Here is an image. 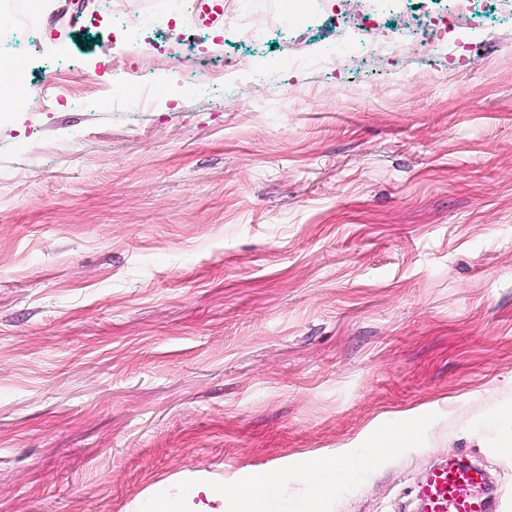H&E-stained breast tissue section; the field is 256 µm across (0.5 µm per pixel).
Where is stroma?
Returning <instances> with one entry per match:
<instances>
[{
  "mask_svg": "<svg viewBox=\"0 0 512 512\" xmlns=\"http://www.w3.org/2000/svg\"><path fill=\"white\" fill-rule=\"evenodd\" d=\"M165 2L48 0L22 80L109 84L140 56L111 8ZM238 4L158 28L147 108L0 112V512H233L206 489L272 470V512H417L451 458L512 512V21L476 0L459 64L312 61L284 100L230 67L226 105L187 78L240 55ZM334 456L322 497L298 473Z\"/></svg>",
  "mask_w": 512,
  "mask_h": 512,
  "instance_id": "35a3bbf8",
  "label": "stroma"
}]
</instances>
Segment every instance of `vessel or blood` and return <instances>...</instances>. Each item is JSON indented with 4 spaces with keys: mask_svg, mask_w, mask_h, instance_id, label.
Instances as JSON below:
<instances>
[{
    "mask_svg": "<svg viewBox=\"0 0 512 512\" xmlns=\"http://www.w3.org/2000/svg\"><path fill=\"white\" fill-rule=\"evenodd\" d=\"M487 476L479 467L444 464L419 485L420 512H489L484 495Z\"/></svg>",
    "mask_w": 512,
    "mask_h": 512,
    "instance_id": "obj_1",
    "label": "vessel or blood"
}]
</instances>
